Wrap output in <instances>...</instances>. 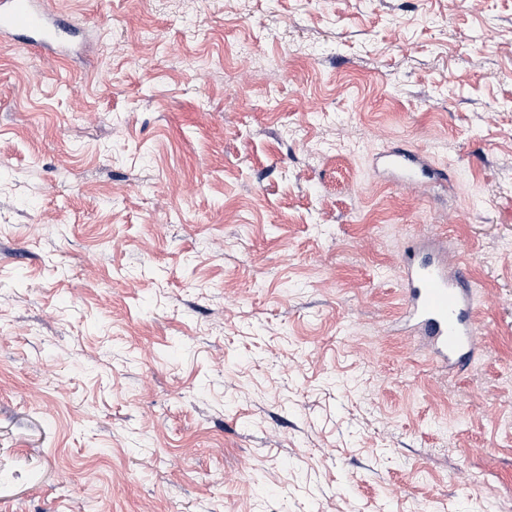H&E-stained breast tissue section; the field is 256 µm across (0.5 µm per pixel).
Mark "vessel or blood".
I'll use <instances>...</instances> for the list:
<instances>
[{
  "label": "vessel or blood",
  "instance_id": "obj_1",
  "mask_svg": "<svg viewBox=\"0 0 512 512\" xmlns=\"http://www.w3.org/2000/svg\"><path fill=\"white\" fill-rule=\"evenodd\" d=\"M61 56L70 55L80 34L78 27L47 13L41 0H0V36ZM373 167L385 180L410 186L438 179L428 156L398 148L376 156ZM402 320L433 359L449 372L468 367L475 355L481 323L474 302V285L466 273L464 249L440 252L431 244L416 245L401 265Z\"/></svg>",
  "mask_w": 512,
  "mask_h": 512
}]
</instances>
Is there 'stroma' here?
<instances>
[{
	"label": "stroma",
	"mask_w": 512,
	"mask_h": 512,
	"mask_svg": "<svg viewBox=\"0 0 512 512\" xmlns=\"http://www.w3.org/2000/svg\"><path fill=\"white\" fill-rule=\"evenodd\" d=\"M51 5L75 54L0 42V512H512V0ZM373 168L383 180H395L405 187L423 181L446 180V174L434 171L424 152L411 148H398L376 155ZM401 278L402 321L408 332L448 372L466 369L482 326L474 285L466 273L465 250L458 247L448 254L422 241L402 261Z\"/></svg>",
	"instance_id": "stroma-1"
}]
</instances>
